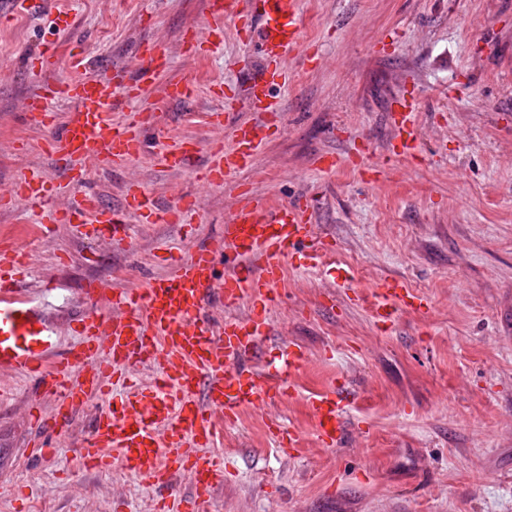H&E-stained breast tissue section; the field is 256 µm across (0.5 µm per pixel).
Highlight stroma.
<instances>
[{
	"instance_id": "1",
	"label": "stroma",
	"mask_w": 512,
	"mask_h": 512,
	"mask_svg": "<svg viewBox=\"0 0 512 512\" xmlns=\"http://www.w3.org/2000/svg\"><path fill=\"white\" fill-rule=\"evenodd\" d=\"M301 8L302 45L278 92L283 134L222 187H198L192 224L134 220L129 239L112 245L61 224L41 243L30 237V211L12 206L0 208V237L28 251L30 285L45 288L43 311L64 351L79 340L71 321L86 282L136 288L169 273L223 230L242 190L279 202L314 197L316 232L335 252L316 267L285 258L281 300L267 313L271 343L256 364L268 367L293 343L307 361L290 376L292 397L224 427L213 512H512V0H302ZM206 12L207 0H54L49 12L0 28V197L22 167L56 178L42 133L22 115L39 83L28 60L42 44L55 42L62 78L76 51L130 65L135 42L150 36L171 49L170 77L194 83L195 96L171 109L159 90L147 92L138 105L157 122L150 155L122 171L92 169L88 187L116 207L135 180L175 204L190 174L160 171L151 154L181 136L210 147L207 115L219 104L209 81L241 89L255 61L232 17L221 48L199 60L176 52ZM403 94L418 109L415 159L388 154V107ZM367 142L376 177L348 162ZM328 152L341 161L331 174L315 166ZM341 267L352 288L336 287ZM387 276L430 307L401 311L384 332L367 297ZM0 386L11 393L0 407V512H13L16 486L31 512H154L155 489L117 466L82 469L75 457L100 401L75 411L67 433H39L25 409L36 399L50 415L55 401L7 371ZM343 387L355 394L349 431L326 448L306 400ZM279 429L298 434L300 451L282 450ZM37 434L55 456H27Z\"/></svg>"
}]
</instances>
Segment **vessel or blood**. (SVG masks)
I'll use <instances>...</instances> for the list:
<instances>
[{"label":"vessel or blood","instance_id":"vessel-or-blood-1","mask_svg":"<svg viewBox=\"0 0 512 512\" xmlns=\"http://www.w3.org/2000/svg\"><path fill=\"white\" fill-rule=\"evenodd\" d=\"M300 0H208V21L187 31L179 43L182 55L196 57L217 47L227 17H236L246 40L255 41L263 63L246 77L243 98L226 97L221 83L210 86L224 98L223 109L209 114L212 128L229 130L231 146L212 144L206 163L195 179L207 186L223 185L225 177L245 168L254 153L280 126L281 104L276 91L288 81L286 59L299 49L302 24ZM134 68L99 60L98 74L46 80L59 66L55 45L46 44L30 62L40 76L38 91L22 107L26 122L45 132L46 151L65 184L82 186L89 165L123 167L146 153L155 118L148 111L128 113L113 121L116 106L138 100L155 86L165 97L182 104L194 97L192 86L161 84L170 52L146 40L135 51ZM63 99L71 109L58 117L49 103ZM258 112L260 122H237L240 104ZM389 121L397 131L392 144L398 156L414 155L419 141L416 113L407 99L394 101ZM197 143L180 140L155 153L162 170L189 166ZM34 215L40 238H51L56 225L83 223L92 235L109 241L127 238L128 217L146 224H187L196 215V200L181 197L172 207L156 204L138 182H130L119 208L103 205L93 193L68 204L52 202V188L36 168L20 171L10 197ZM314 198L276 203L243 192L224 220L216 238L180 257L168 275L139 288L112 292L107 308H100L101 288L88 282L82 290L85 309L77 321L76 346L59 350L54 328L35 298L20 284L27 265L9 243L0 245V369L36 377L44 395L54 397L57 409L43 418L30 404L28 419L43 428L65 431L77 409L93 399H105L89 436L80 444L78 460L86 469L106 470L120 464L129 474L161 489L155 512H211L214 492L224 481V456L214 448L223 425L234 423L245 409L283 399L291 392L289 373L306 362L304 349L290 345L280 356L281 367L271 373L252 366L271 334L265 310L278 298L285 278L284 256L301 251L308 265H316L331 249L316 239L312 215ZM223 305L222 325H215L210 303ZM248 315L235 317L241 304ZM426 298L396 280L386 279L373 291L371 312L382 328H390L399 308H428ZM149 365V385L130 388L125 397L109 400L107 378H122ZM349 390H329L309 398L317 436L324 447L339 446L347 431ZM185 476L188 492L174 480Z\"/></svg>","mask_w":512,"mask_h":512}]
</instances>
